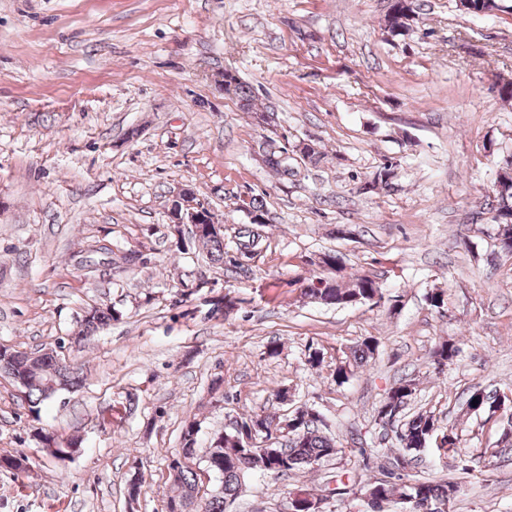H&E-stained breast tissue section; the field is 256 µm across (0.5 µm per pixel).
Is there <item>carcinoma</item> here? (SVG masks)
Segmentation results:
<instances>
[{
  "mask_svg": "<svg viewBox=\"0 0 512 512\" xmlns=\"http://www.w3.org/2000/svg\"><path fill=\"white\" fill-rule=\"evenodd\" d=\"M414 13L416 10L413 9L409 14H386L385 28L388 33L393 37L403 35L409 28V22L413 19ZM226 93L234 95L244 111L258 112L252 88L242 82L238 76L230 77ZM494 199L495 204L488 209L490 221L497 226L490 252L492 257L512 253V168L509 166L501 170L498 175ZM201 243L208 250L211 261L220 262L229 268L239 267L238 257L224 250V238L205 237ZM322 257L328 265L327 274L312 276L309 284L300 289L302 298L324 306L339 307L356 305L358 300L364 301L372 295L383 296L380 283L367 274H359L350 283H344L340 277L342 266L335 252H324ZM115 319L117 314L111 308L97 307L90 319L80 320L78 333L85 339L90 338ZM376 349V341L364 342L350 352L346 365L350 368L363 365L374 355ZM459 352L460 349L454 342L445 340L434 348L431 358L433 363L446 366L454 362ZM28 376L36 379V382L30 384L26 391L27 401L35 407L55 396V392L51 391V385L55 384L64 391L78 387L81 382L77 369L60 360L52 352L41 353L32 362ZM415 388V380L399 379L377 408L379 415L385 413L396 419L405 418L397 435L398 451L404 453L423 450L438 430V420L431 410L421 409L409 416L405 415ZM495 400V392L476 388L470 393L464 412L475 417L507 415L506 403L497 404ZM278 419L279 416L268 413L259 416V419L252 421V424L263 428L262 436L269 439L272 433L280 430ZM194 423H196L194 419L185 422L181 433L182 450L190 456L198 453ZM301 431H303L302 437L288 448L286 463L278 457L260 453L249 456L247 449L239 447L233 435H224L222 442L210 444L202 456V465L208 467L209 471L219 479V484L212 493H206L201 497L196 495L199 475L192 468L185 466L180 468L173 481V494L169 499L183 501V512H226V502L235 500L247 471L258 469L287 475L314 464L327 462L343 452V449L336 446V440L326 435L319 426L306 424L301 427ZM394 478L400 481V486L397 487L388 480H380L372 484L376 489L379 512H386L385 506L389 504L399 506V512H412L413 506L410 501L412 497L430 501L436 512H453L459 493L458 483L421 479L410 473H397Z\"/></svg>",
  "mask_w": 512,
  "mask_h": 512,
  "instance_id": "1",
  "label": "carcinoma"
}]
</instances>
